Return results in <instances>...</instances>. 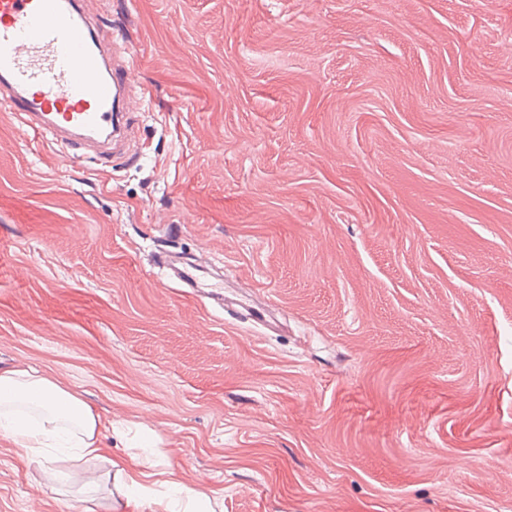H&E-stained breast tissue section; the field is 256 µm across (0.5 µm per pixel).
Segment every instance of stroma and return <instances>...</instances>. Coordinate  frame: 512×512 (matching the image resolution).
I'll return each mask as SVG.
<instances>
[{"mask_svg": "<svg viewBox=\"0 0 512 512\" xmlns=\"http://www.w3.org/2000/svg\"><path fill=\"white\" fill-rule=\"evenodd\" d=\"M150 92L115 171L0 106V368L216 512H512V0H89ZM224 274L172 287L155 252Z\"/></svg>", "mask_w": 512, "mask_h": 512, "instance_id": "1", "label": "stroma"}]
</instances>
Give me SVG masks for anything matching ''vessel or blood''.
Segmentation results:
<instances>
[{"instance_id":"1","label":"vessel or blood","mask_w":512,"mask_h":512,"mask_svg":"<svg viewBox=\"0 0 512 512\" xmlns=\"http://www.w3.org/2000/svg\"><path fill=\"white\" fill-rule=\"evenodd\" d=\"M83 0H0V104L35 137L94 153L111 166L129 158V104L146 96L132 79L118 30L84 11ZM184 288L186 263L158 258Z\"/></svg>"}]
</instances>
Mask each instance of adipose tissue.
I'll list each match as a JSON object with an SVG mask.
<instances>
[{"label":"adipose tissue","mask_w":512,"mask_h":512,"mask_svg":"<svg viewBox=\"0 0 512 512\" xmlns=\"http://www.w3.org/2000/svg\"><path fill=\"white\" fill-rule=\"evenodd\" d=\"M0 432L43 468L57 453L75 460L106 456L93 409L32 368L0 370ZM114 478L127 503L149 505L153 512H214L209 497L200 492L181 488L176 496L162 495L147 472L120 467Z\"/></svg>","instance_id":"ef3b65f1"}]
</instances>
